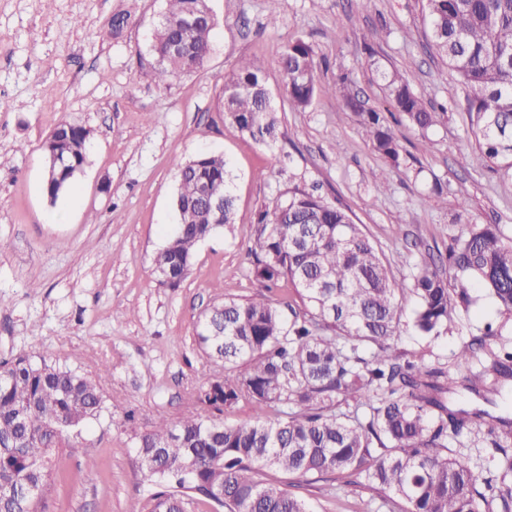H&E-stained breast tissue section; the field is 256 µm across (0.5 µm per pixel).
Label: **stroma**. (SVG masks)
Segmentation results:
<instances>
[{"label": "stroma", "instance_id": "stroma-1", "mask_svg": "<svg viewBox=\"0 0 512 512\" xmlns=\"http://www.w3.org/2000/svg\"><path fill=\"white\" fill-rule=\"evenodd\" d=\"M209 4L217 26L205 66L162 85L151 44L166 0H0V360L21 349L49 354L95 377L111 410L57 449L41 512H144L150 487L135 437L177 420L219 372L196 324L214 304L257 293L253 224L289 187L317 188L345 208L401 280L418 258L414 238L443 252L466 224H497L512 237V169L472 164L465 91L431 47L425 0H369L360 12L348 0ZM118 13L129 25L112 37ZM296 39L311 44L319 85L349 77L366 107L386 114L382 72L408 73L440 123L424 134L391 121L403 161L390 168L326 91L305 109L291 106L277 59ZM243 58L265 68L280 119L270 145L218 110L224 73ZM62 121L88 131L89 152L73 188L52 200L43 141ZM203 152L229 163L235 222L200 242L187 278L169 288L155 258L178 222L177 165ZM469 291L476 304L436 340L415 335L403 311L398 349L452 364L477 328L500 319L483 288ZM265 477L294 486L311 512H386L383 493L354 474Z\"/></svg>", "mask_w": 512, "mask_h": 512}]
</instances>
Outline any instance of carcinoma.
Masks as SVG:
<instances>
[{
	"label": "carcinoma",
	"instance_id": "carcinoma-1",
	"mask_svg": "<svg viewBox=\"0 0 512 512\" xmlns=\"http://www.w3.org/2000/svg\"><path fill=\"white\" fill-rule=\"evenodd\" d=\"M152 53L158 83L202 68L215 18L208 0H166ZM199 16L186 29L183 19ZM432 46L463 84L477 142L473 164L512 168V0H426ZM278 67L296 109L330 93L353 111L376 152L395 168L400 145L381 113L364 107L353 81L316 84L312 46L288 43ZM400 120L421 133L440 114L426 107L411 79L385 76ZM219 111L252 139H276L279 119L263 67L244 61L224 74ZM45 152L65 169L46 180L51 200L65 192L87 160V131L64 121L48 135ZM224 194V212L208 208L201 192ZM178 227L158 253L163 282L176 288L189 274L197 244L234 223L227 161L200 153L179 164ZM262 291L213 307L197 323L199 346L224 367L198 402L175 422L158 419L135 442L141 474L168 490L149 496L147 512H188L190 492L229 512H310L306 501L274 482L267 470L299 478L355 472L401 512H512V420L480 408L452 405L462 387L493 392L512 378V240L497 224H466L446 255H421L411 283L396 279L369 236L341 207L293 187L257 215L248 249ZM286 280L305 307L299 313L267 292ZM489 291L506 321L488 323L455 354L457 372L425 354L394 344L401 312L412 305L419 336L448 333L457 311L475 303L471 282ZM250 401L252 422L224 424V408ZM108 411L91 377L21 351L0 361V512H38L49 488L50 456ZM480 437L501 455L500 471L478 485L469 457L449 448L463 434ZM31 486L37 492L25 495Z\"/></svg>",
	"mask_w": 512,
	"mask_h": 512
}]
</instances>
